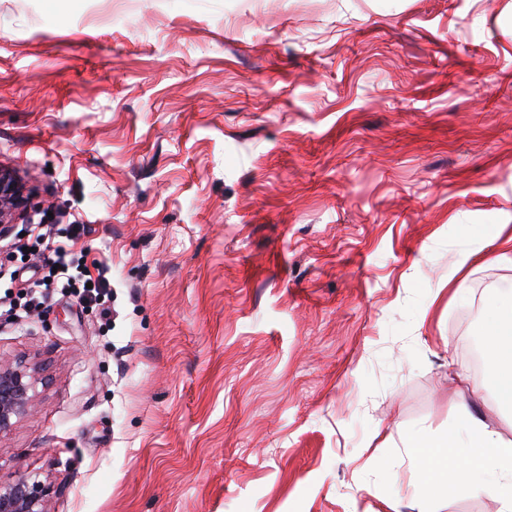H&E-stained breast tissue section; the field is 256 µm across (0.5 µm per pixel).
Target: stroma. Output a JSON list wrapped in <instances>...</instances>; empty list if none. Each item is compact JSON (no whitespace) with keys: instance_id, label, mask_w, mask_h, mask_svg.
Here are the masks:
<instances>
[{"instance_id":"stroma-1","label":"stroma","mask_w":512,"mask_h":512,"mask_svg":"<svg viewBox=\"0 0 512 512\" xmlns=\"http://www.w3.org/2000/svg\"><path fill=\"white\" fill-rule=\"evenodd\" d=\"M21 236L107 269L112 313L0 307L35 371L0 481L55 512H495L429 489L406 444L512 293V0H0V170ZM482 244L455 301L448 269ZM42 254L0 247L22 304Z\"/></svg>"}]
</instances>
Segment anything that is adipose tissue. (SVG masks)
<instances>
[{
	"label": "adipose tissue",
	"instance_id": "1",
	"mask_svg": "<svg viewBox=\"0 0 512 512\" xmlns=\"http://www.w3.org/2000/svg\"><path fill=\"white\" fill-rule=\"evenodd\" d=\"M484 376L495 404L512 411V301L490 292L484 301ZM448 431L418 439L410 458L427 471L432 486L472 497L492 496L498 512H512V445L465 403Z\"/></svg>",
	"mask_w": 512,
	"mask_h": 512
}]
</instances>
